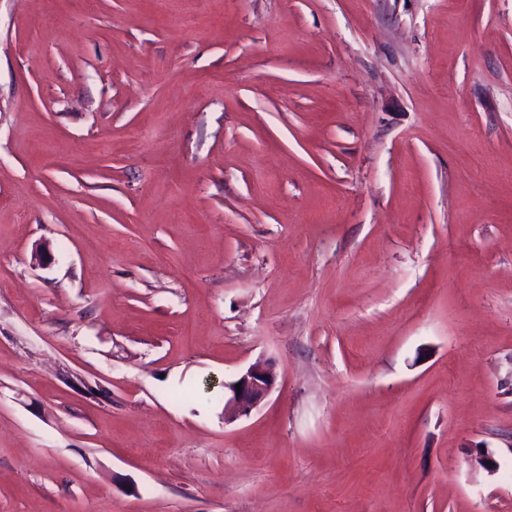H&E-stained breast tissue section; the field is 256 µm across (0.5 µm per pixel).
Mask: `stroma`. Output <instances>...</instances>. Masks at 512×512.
Wrapping results in <instances>:
<instances>
[{
	"label": "stroma",
	"mask_w": 512,
	"mask_h": 512,
	"mask_svg": "<svg viewBox=\"0 0 512 512\" xmlns=\"http://www.w3.org/2000/svg\"><path fill=\"white\" fill-rule=\"evenodd\" d=\"M0 512H512V0H0ZM275 373L272 365L264 359H258L252 363L239 377L224 386V400L226 389L228 390L226 407L234 410L237 416H248L271 393L275 385ZM236 384L241 385V391L237 392Z\"/></svg>",
	"instance_id": "obj_1"
}]
</instances>
